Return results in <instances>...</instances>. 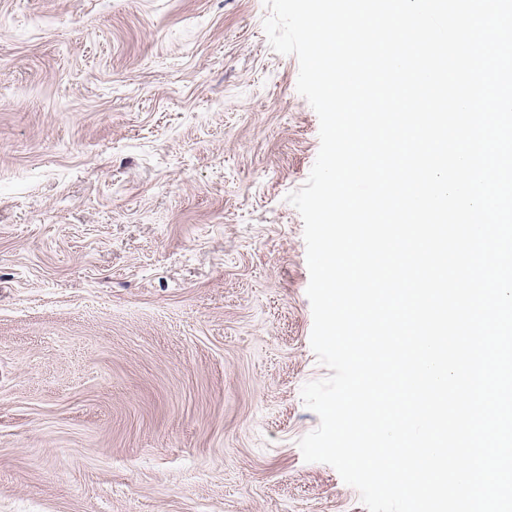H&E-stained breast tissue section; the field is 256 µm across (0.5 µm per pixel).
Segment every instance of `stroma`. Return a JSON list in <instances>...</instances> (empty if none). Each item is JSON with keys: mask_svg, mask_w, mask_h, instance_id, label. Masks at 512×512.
Listing matches in <instances>:
<instances>
[{"mask_svg": "<svg viewBox=\"0 0 512 512\" xmlns=\"http://www.w3.org/2000/svg\"><path fill=\"white\" fill-rule=\"evenodd\" d=\"M263 0H0V512H367L319 425V119Z\"/></svg>", "mask_w": 512, "mask_h": 512, "instance_id": "obj_1", "label": "stroma"}]
</instances>
